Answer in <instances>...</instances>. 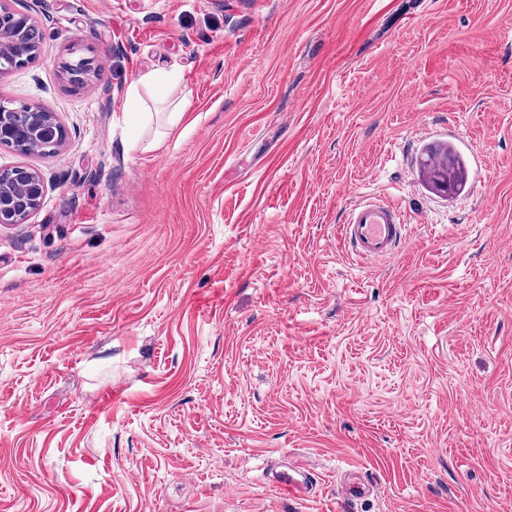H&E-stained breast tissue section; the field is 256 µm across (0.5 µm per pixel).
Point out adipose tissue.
Segmentation results:
<instances>
[{
  "label": "adipose tissue",
  "instance_id": "ef3b65f1",
  "mask_svg": "<svg viewBox=\"0 0 512 512\" xmlns=\"http://www.w3.org/2000/svg\"><path fill=\"white\" fill-rule=\"evenodd\" d=\"M177 82L176 77L165 71H154L139 77L134 81L128 92V108L141 128L149 129L155 126L170 129L179 124L184 113L181 108L170 107L168 88ZM153 90L151 101H144L142 89Z\"/></svg>",
  "mask_w": 512,
  "mask_h": 512
}]
</instances>
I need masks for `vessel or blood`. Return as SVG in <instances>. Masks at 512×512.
Instances as JSON below:
<instances>
[{
    "label": "vessel or blood",
    "mask_w": 512,
    "mask_h": 512,
    "mask_svg": "<svg viewBox=\"0 0 512 512\" xmlns=\"http://www.w3.org/2000/svg\"><path fill=\"white\" fill-rule=\"evenodd\" d=\"M343 229L355 256L366 263L391 257L408 235L398 207L375 197H364L352 204Z\"/></svg>",
    "instance_id": "obj_1"
}]
</instances>
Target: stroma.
Instances as JSON below:
<instances>
[{"instance_id":"1","label":"stroma","mask_w":512,"mask_h":512,"mask_svg":"<svg viewBox=\"0 0 512 512\" xmlns=\"http://www.w3.org/2000/svg\"><path fill=\"white\" fill-rule=\"evenodd\" d=\"M11 5L44 40L0 99L68 141L0 145L46 185L0 227V512H512V0ZM452 132L447 199L414 162ZM368 195L410 233L363 265ZM176 82L177 79L173 74L166 71H154L139 77L129 88L128 108L138 125L143 130L150 129L155 125L166 129L162 131L157 129L156 142L165 137L167 129L176 126L184 118V112L181 108L178 106L170 107L168 94L159 92V90L174 86ZM141 88L158 91L152 97L153 107H149L144 101ZM291 471V472H290ZM288 472H278L273 476V485L288 493L302 492L305 485L304 473L292 469Z\"/></svg>"}]
</instances>
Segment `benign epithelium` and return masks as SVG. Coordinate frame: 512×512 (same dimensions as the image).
Here are the masks:
<instances>
[{"label":"benign epithelium","instance_id":"7a95c632","mask_svg":"<svg viewBox=\"0 0 512 512\" xmlns=\"http://www.w3.org/2000/svg\"><path fill=\"white\" fill-rule=\"evenodd\" d=\"M43 33L30 15L0 8V56L11 68L28 64L37 55ZM91 62L82 58L68 64V80L81 84L90 75ZM59 151L66 141V131L56 113L39 103L5 104L0 102V144L20 153L28 151V142ZM0 226L25 224L38 211L45 192L44 181L33 169L15 166L1 170Z\"/></svg>","mask_w":512,"mask_h":512}]
</instances>
